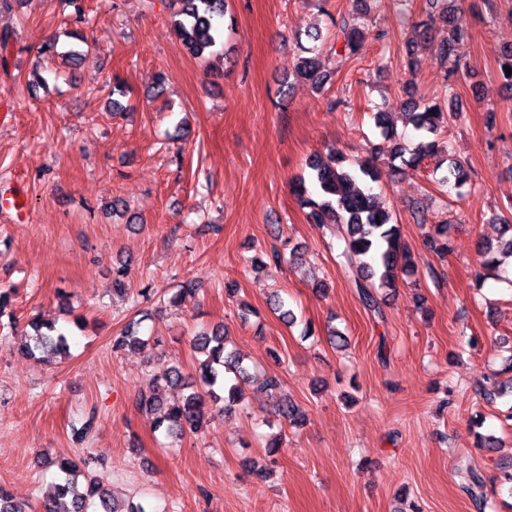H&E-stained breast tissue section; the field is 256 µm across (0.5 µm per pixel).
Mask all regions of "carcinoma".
<instances>
[{"label": "carcinoma", "mask_w": 512, "mask_h": 512, "mask_svg": "<svg viewBox=\"0 0 512 512\" xmlns=\"http://www.w3.org/2000/svg\"><path fill=\"white\" fill-rule=\"evenodd\" d=\"M368 0H354L353 9L340 16L337 22L336 44L331 50L340 57L356 53L367 38L366 17L369 14ZM453 6L440 15L448 24V38L436 47L440 65L444 69V88L453 90V82L467 77L468 70L462 68L456 56V45L468 36L467 30L456 20V6L463 0H451ZM175 12L174 32L177 40L194 58L221 57L224 55V16L227 13L226 0H170ZM41 53L50 57H63L75 64L80 59L77 50L58 51V42L43 43ZM296 73L321 89L329 81L327 75L319 72L311 56L300 58ZM406 93L411 97L410 114L413 129L420 142L408 154L397 128L386 125L385 113H375L376 125L381 128L384 142L388 146L374 148L375 154H384L390 160H401L402 164L417 166L426 158L442 152L438 142L441 131L459 116V111L448 105V111L437 103L416 98L415 86L409 85ZM309 175L301 176L295 182L294 193L300 205L308 209L310 222L318 224L334 236L338 242L337 263L346 271L357 269L354 287L364 308L377 317H382L376 288L394 286L395 272L408 271L414 267L412 257L401 242L400 227L392 223L389 212L383 208L374 192L373 183L378 181L376 165L371 159L351 165L343 164V158L335 153L317 154L307 163ZM468 180V174L461 162L448 165V174L443 181L454 182L457 187ZM449 225L436 224L429 237L431 247L440 254L448 251ZM31 332L24 334L21 352L27 356L43 354H64L69 352L68 335L53 323H42L38 319L30 322ZM145 343L135 327L129 326L112 342L115 352L133 348ZM193 351L204 356L201 361V385L193 388L186 382L179 366L169 367L161 376L164 385L182 387L188 390L180 399L166 402L160 394V385L155 384L148 393L136 397L135 406L140 410L160 413L155 425L165 428L166 433L182 437L197 432L203 423L208 407L207 401H222V410H228L242 395L247 369L242 359L228 350L224 328L216 326L196 333L190 340ZM275 416L287 425H296L304 419L301 408L290 400L279 401L274 409ZM77 464L64 461L59 465V482L54 485L50 505L46 512H88L94 505L100 512H120L110 495L98 480L85 477L84 490L77 488L75 472ZM463 488L471 497L478 512L494 508L484 491L481 474L465 468ZM0 512H28L26 505L14 501L10 492L0 485Z\"/></svg>", "instance_id": "obj_1"}]
</instances>
